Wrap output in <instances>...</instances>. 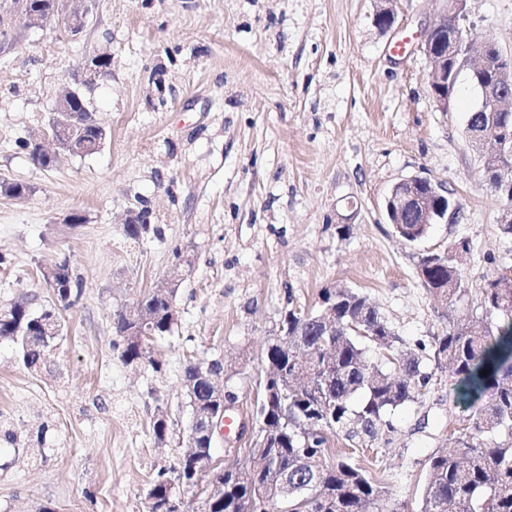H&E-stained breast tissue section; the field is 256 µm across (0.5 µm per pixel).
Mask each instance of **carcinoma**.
Masks as SVG:
<instances>
[{"instance_id":"1","label":"carcinoma","mask_w":512,"mask_h":512,"mask_svg":"<svg viewBox=\"0 0 512 512\" xmlns=\"http://www.w3.org/2000/svg\"><path fill=\"white\" fill-rule=\"evenodd\" d=\"M468 122L489 130L500 124L498 113L474 111ZM23 147L33 163L49 168L54 159L26 141ZM421 285L430 293L454 302L467 292L461 269L452 258L429 267ZM175 289L150 290L137 299L148 317L115 314L113 328L123 342L122 359L136 363L146 356L147 344L173 332L171 321ZM321 308L334 306L332 336H325L314 311L291 309L284 318L288 339L302 341L309 350L307 363L284 349L283 341L267 347V370L288 374V381L306 373L308 382L299 390L278 388L259 381L254 405L265 415L266 426L279 433L275 447L253 450L238 467V475L224 478V501L199 500L192 509H181L175 486L188 480L185 467L175 468V482L161 480L148 492L157 512H385L388 490L368 477L349 458L331 452V435L373 444L395 432L391 415L408 402L428 395L437 381L436 372L448 368L457 377L465 398L489 395L448 448L432 455L419 496V512H512V288L487 281L479 293L481 320L450 317L445 329L419 340L415 352L396 351L400 337L366 295L350 288H324ZM52 309L35 311L28 303L0 309V342L16 345L24 365L35 373L55 377L47 352L56 337L42 331V319ZM360 320L361 335L348 328ZM405 358V364L384 367L368 356L370 349ZM224 370L212 359L211 372L200 374L199 364L186 365L185 387L192 410L208 409L214 390L212 372ZM488 371L483 376L481 372ZM273 397H268V391ZM288 475L283 485L281 475Z\"/></svg>"}]
</instances>
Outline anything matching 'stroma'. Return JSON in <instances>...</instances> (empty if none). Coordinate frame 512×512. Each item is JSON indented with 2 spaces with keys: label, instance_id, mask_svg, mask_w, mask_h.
Returning <instances> with one entry per match:
<instances>
[{
  "label": "stroma",
  "instance_id": "stroma-1",
  "mask_svg": "<svg viewBox=\"0 0 512 512\" xmlns=\"http://www.w3.org/2000/svg\"><path fill=\"white\" fill-rule=\"evenodd\" d=\"M377 0H70L87 24H52L0 49V307H53L64 332L50 354L58 378L29 371L0 342V512H146L158 477L173 479L192 412L187 363L220 358L236 419H250L265 351L291 309L321 289L368 295L410 352L448 317L480 318L478 294L512 270L503 201L465 140L480 102L461 75L447 111L430 88L421 43L446 0H397L390 29ZM467 25L512 55V0H468ZM110 73L78 88L86 57ZM80 89L109 136L95 154L35 165L22 147L47 130L59 97ZM448 187L455 222L396 237L385 200L403 179ZM81 212L84 223L67 224ZM150 229L128 238L129 215ZM350 225L349 236L336 227ZM464 238L467 296L442 308L417 275L422 255ZM190 252L171 335L128 364L112 322ZM68 260L80 294L58 302L41 271ZM483 400L461 399L452 372L394 414L390 443L352 464L384 481L390 512H417L425 463L459 436ZM166 416L164 442L152 423ZM37 461L23 450L38 428Z\"/></svg>",
  "mask_w": 512,
  "mask_h": 512
}]
</instances>
